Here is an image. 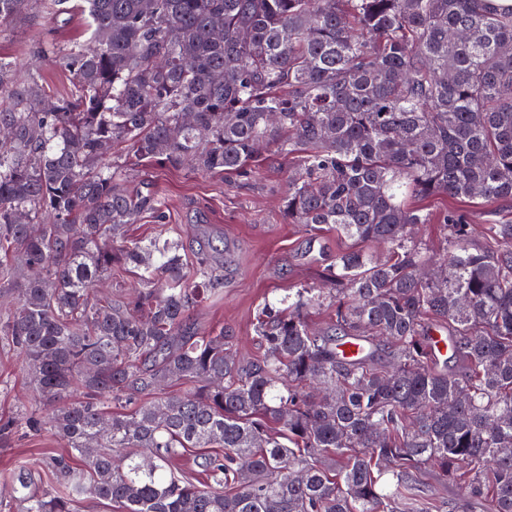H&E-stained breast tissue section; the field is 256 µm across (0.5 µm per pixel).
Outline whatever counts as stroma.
I'll return each instance as SVG.
<instances>
[{
  "instance_id": "1",
  "label": "stroma",
  "mask_w": 512,
  "mask_h": 512,
  "mask_svg": "<svg viewBox=\"0 0 512 512\" xmlns=\"http://www.w3.org/2000/svg\"><path fill=\"white\" fill-rule=\"evenodd\" d=\"M83 32L84 22L75 13L22 17L0 29V56L26 63L40 74L47 92L59 96L69 80L54 63L37 57V46L48 40L64 48ZM262 158L259 169L242 175L192 174L182 168L133 164L123 171L127 188L155 191L164 200L168 216L166 223L158 224L149 215H139L128 227L130 237L178 239L188 264H195L202 252L222 266L223 288L204 299L193 318L204 331L232 330L238 338L237 353L245 358L261 353L253 330L259 304L278 302L292 288L321 287L336 252L350 246L334 229L313 233L303 225L289 223L282 200L292 160L272 147L263 149ZM424 206L432 220L420 225L417 236L431 253L445 252L448 231L443 216L455 209L464 212L473 226L470 248L485 246L484 205L435 196L425 200ZM44 413L21 359L12 346L0 340V421ZM61 452L48 431L34 435L20 428L1 438L0 502L9 503L12 477L21 469L30 473L37 490L55 491L59 479L50 460Z\"/></svg>"
}]
</instances>
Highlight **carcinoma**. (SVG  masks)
<instances>
[{"label":"carcinoma","instance_id":"obj_1","mask_svg":"<svg viewBox=\"0 0 512 512\" xmlns=\"http://www.w3.org/2000/svg\"><path fill=\"white\" fill-rule=\"evenodd\" d=\"M71 7H66L67 3ZM0 0V27L37 5L84 17L87 41L38 54L70 76L46 108L37 76L0 56V280H18L0 336L66 448L63 489L12 487L21 512H72L87 495L120 512H512V224L471 250L448 212L427 276L410 200L512 203V4L492 0ZM299 154L284 213L329 226L324 288L264 301L263 355L192 311L224 287L208 258L188 277L178 245L130 240L154 193L127 192L112 155L238 173L259 147ZM380 242L385 257L362 244ZM114 267L134 296L95 294ZM331 309L314 333L309 310ZM448 331V372L430 330ZM368 344L346 358L339 341ZM193 385L178 397L157 391ZM130 405L114 412V405ZM214 448L211 482L173 472ZM427 468L453 480L426 494Z\"/></svg>","mask_w":512,"mask_h":512}]
</instances>
